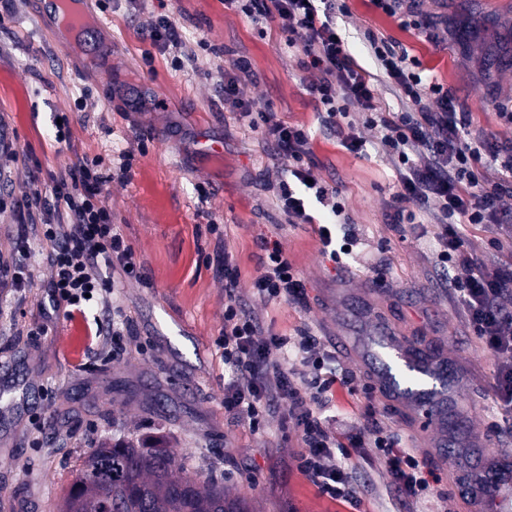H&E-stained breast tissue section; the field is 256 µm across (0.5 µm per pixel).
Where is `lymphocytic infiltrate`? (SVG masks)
<instances>
[{
	"label": "lymphocytic infiltrate",
	"mask_w": 512,
	"mask_h": 512,
	"mask_svg": "<svg viewBox=\"0 0 512 512\" xmlns=\"http://www.w3.org/2000/svg\"><path fill=\"white\" fill-rule=\"evenodd\" d=\"M225 2L248 18L264 21L269 29L301 36L305 65L320 74L306 91L325 127H339L348 105L355 103L367 112L369 125L384 130L383 144L393 159L398 185L390 204L392 221L413 223L415 215L407 209L411 203L433 208L438 285L462 310L469 337L495 357L493 401L504 427L512 432V260L490 263L478 257L463 232L468 225L512 222V211L500 206L503 196H512V144L473 133L468 113L443 84L424 81L418 61L400 45L372 36L369 50L377 70L391 80L403 104L397 112L387 107L374 93L371 72L355 61L336 30L337 13L347 10L342 0ZM372 3L386 15L400 16L406 27L442 26L438 16L425 11L424 0ZM247 72V64L237 61L225 73L224 105L246 119L263 144L294 161L290 179L278 184L279 209L291 224H317L310 209L314 202L332 218L339 216L340 190L314 180L307 163L308 131L274 112L253 111L240 98L239 84ZM109 180L101 159L78 156L51 190L31 188L18 207L17 245L28 249L27 229L39 227L53 268L48 283L52 297L78 312L88 296L110 294L122 281H149L102 199ZM317 226L323 254L336 263L352 255L351 240L339 235L336 224ZM259 247L266 271L253 282V293L271 302L305 305V284L280 244L263 238ZM217 262L227 298L224 330L215 340L226 374L225 415L246 418L251 431L259 433L271 408L287 403L284 420L300 433L304 446L299 468L332 499H355L356 481L343 459L362 453L369 444L400 495L419 500L430 494V472L401 439L368 434L365 427L330 415L334 387L368 395L372 386L338 375L331 352L318 347L307 333L263 331L240 296L232 246H225ZM298 364L309 368V377H297Z\"/></svg>",
	"instance_id": "lymphocytic-infiltrate-1"
}]
</instances>
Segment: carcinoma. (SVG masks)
Masks as SVG:
<instances>
[{"instance_id": "1", "label": "carcinoma", "mask_w": 512, "mask_h": 512, "mask_svg": "<svg viewBox=\"0 0 512 512\" xmlns=\"http://www.w3.org/2000/svg\"><path fill=\"white\" fill-rule=\"evenodd\" d=\"M80 498L90 512H247L223 481L189 470L162 439L100 443L66 495Z\"/></svg>"}]
</instances>
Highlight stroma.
Wrapping results in <instances>:
<instances>
[{"mask_svg": "<svg viewBox=\"0 0 512 512\" xmlns=\"http://www.w3.org/2000/svg\"><path fill=\"white\" fill-rule=\"evenodd\" d=\"M347 4L350 13L337 16L336 27L359 65L374 71L369 36L399 43L455 95L474 130L512 142V126L499 118L512 111V66L489 63L498 38H512V0H429V10L446 6L466 29L445 39L401 27L371 0ZM170 7L185 34L182 53H196L201 41L209 46L182 71L140 35L159 0H111L106 10L91 0L87 41L74 48L43 0H15L0 26V139L7 143L0 193L24 196L34 167L51 184L78 155L119 162L136 147L132 131L142 132L146 155L136 156L130 178L106 184L103 200L151 279L147 287L125 282L86 314L66 317L47 295L52 267L45 252H17V213L0 208V253L14 254L23 279L18 288L0 282V512H60L90 448L154 433L167 436L192 467L222 478L253 512H488L460 487L483 457L512 454V436L494 426V358L469 338L463 315L434 285L432 213L403 229L390 221L397 182L381 130L350 105L344 132L365 147L346 150L306 93L319 74L304 67L301 46L224 0H170ZM238 60L250 67L239 85L242 99L309 129L311 170L343 198L338 222L356 254L349 267L323 255L316 225L288 223L278 209L276 187L294 162L264 151L258 133L224 107V72ZM60 115L70 130L61 144ZM200 185L207 199H199ZM212 220L227 226L230 242L209 233ZM262 236L280 242L304 280L305 307L253 294L251 284L264 272ZM228 243L247 310L264 328L315 336L335 352L339 371L371 382L357 352L379 326L453 361L462 375L456 412L464 422L447 432L377 390L367 399L336 396L353 422L406 440L437 478L432 497L400 496L368 448L347 461L357 474L358 504L331 500L299 470L300 435L281 427L280 413L261 434L225 415L224 363L214 344L224 328V275L211 259ZM382 266L391 275L373 286ZM115 305L128 315L130 332L124 355L111 360L110 338L98 324ZM41 326L47 335L32 338Z\"/></svg>", "mask_w": 512, "mask_h": 512, "instance_id": "obj_1", "label": "stroma"}]
</instances>
